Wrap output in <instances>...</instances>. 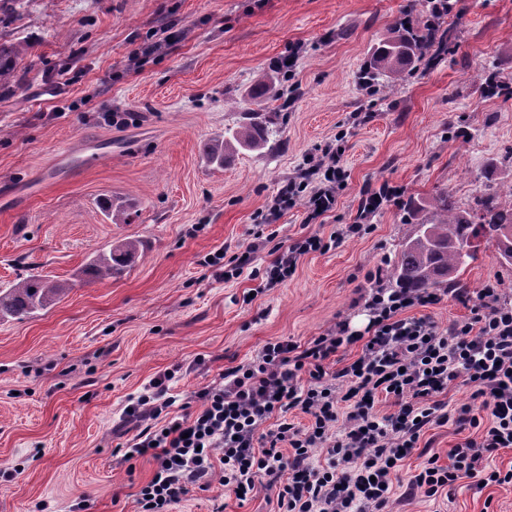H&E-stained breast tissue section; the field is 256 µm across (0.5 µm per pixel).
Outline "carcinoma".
<instances>
[{
	"mask_svg": "<svg viewBox=\"0 0 512 512\" xmlns=\"http://www.w3.org/2000/svg\"><path fill=\"white\" fill-rule=\"evenodd\" d=\"M456 3L428 0L425 9L405 14L390 36L382 39L370 52L361 72V84L376 89L380 80L397 82L431 54L433 48L446 45L451 38L444 27V17ZM23 49L0 44V93L10 90L17 63ZM275 113L262 108L243 113L242 120L224 131V138L214 139L203 147V159L213 165H224L227 158L242 151H259L268 144L270 126ZM477 212L456 206L446 190H440L419 202L402 204L405 221L412 225L397 257L388 271L390 287L410 291L431 288H461V273L477 260L479 239L495 249L496 255L512 254V208L500 205L496 193L477 197ZM103 210L114 224L127 222L125 205L107 200ZM142 250L138 240L122 241L96 251L86 264L85 272L96 280H109L121 275ZM71 285L54 277L31 273L6 287H0V320H21L59 302Z\"/></svg>",
	"mask_w": 512,
	"mask_h": 512,
	"instance_id": "carcinoma-1",
	"label": "carcinoma"
}]
</instances>
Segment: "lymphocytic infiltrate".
Instances as JSON below:
<instances>
[{"label":"lymphocytic infiltrate","instance_id":"1","mask_svg":"<svg viewBox=\"0 0 512 512\" xmlns=\"http://www.w3.org/2000/svg\"><path fill=\"white\" fill-rule=\"evenodd\" d=\"M342 154L328 146L310 156L312 170L324 176L321 185L290 181L272 212L301 198L309 219L333 211L345 180ZM337 240L334 234L296 239L252 276L261 288L275 287L301 256ZM455 297L470 304L471 316L442 329L405 315L440 303L441 295L374 289L366 338L341 321L303 349L288 340L267 342L252 361L225 369L183 403L169 387L173 371L151 380L121 415L137 429L125 444V460L148 455L156 465L137 492L140 512H171L190 488L204 490L215 481L244 501L266 490L277 512H384L400 462L426 428L449 418L458 429H479V439L449 449L448 465L430 456L405 495L431 498L467 479L481 487L511 485L512 469L487 470L484 459L512 448V306L501 303L492 283L475 296L456 289ZM356 343L362 349L353 362L329 368L331 356ZM458 381L474 387L480 404L463 405L450 417L437 397ZM382 395L393 398V413L376 411ZM294 409L308 415L305 427L289 421ZM482 410L488 422H481Z\"/></svg>","mask_w":512,"mask_h":512}]
</instances>
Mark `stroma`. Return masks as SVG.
<instances>
[{
	"instance_id": "obj_1",
	"label": "stroma",
	"mask_w": 512,
	"mask_h": 512,
	"mask_svg": "<svg viewBox=\"0 0 512 512\" xmlns=\"http://www.w3.org/2000/svg\"><path fill=\"white\" fill-rule=\"evenodd\" d=\"M418 0H5L0 44L24 47L0 95V286L40 272L69 282L59 302L0 321V512H138L151 457L125 462L117 424L130 397L173 365L185 398L247 363L265 345L308 346L336 322L364 332L366 302L411 230L391 204L370 228L302 256L294 274L255 293L249 275L225 280L209 254L274 259L255 240L260 215L318 148L340 143L345 185L336 208L309 219L304 201L274 222L283 243L355 223L382 184L424 199L445 189L473 206L482 185L512 208V97L489 95L490 71L512 85V0H459L452 39L396 83L366 92L358 73L372 48ZM160 43L158 52L136 51ZM296 60L292 72L278 68ZM288 93L269 103L281 133L217 167L202 147L254 108L259 80ZM96 158L60 176L58 159L83 143ZM130 203L128 223L102 211ZM126 239L144 251L120 277L87 280L91 253ZM470 293L512 269L480 251L461 276ZM477 429L428 427L420 439L441 465ZM266 492L247 501L219 482L191 489L172 512H274ZM389 512H512V486L464 481L449 495L392 497Z\"/></svg>"
}]
</instances>
